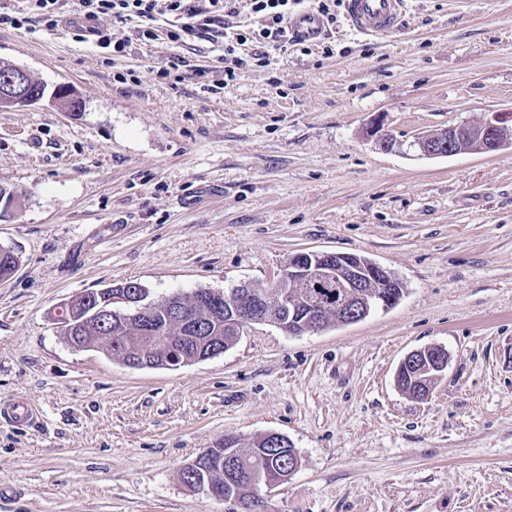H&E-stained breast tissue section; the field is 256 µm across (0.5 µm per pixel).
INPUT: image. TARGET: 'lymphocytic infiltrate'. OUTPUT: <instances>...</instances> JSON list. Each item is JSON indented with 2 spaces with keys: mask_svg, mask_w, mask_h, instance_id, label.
Wrapping results in <instances>:
<instances>
[{
  "mask_svg": "<svg viewBox=\"0 0 512 512\" xmlns=\"http://www.w3.org/2000/svg\"><path fill=\"white\" fill-rule=\"evenodd\" d=\"M253 13L259 14L264 24L251 32L235 23L236 0H76L74 9L81 18L76 38L91 42L102 53L117 60L125 57L129 40L115 39L94 27V20L106 15L121 24H133L135 40L149 43L157 40V23L168 19V40L185 44L201 37L222 40L225 55L231 63L225 66L222 79L213 81V90H221L236 81L243 68L263 67L268 63L267 49L271 46L288 47L286 23L299 6L311 9L334 21L325 0H251Z\"/></svg>",
  "mask_w": 512,
  "mask_h": 512,
  "instance_id": "lymphocytic-infiltrate-1",
  "label": "lymphocytic infiltrate"
}]
</instances>
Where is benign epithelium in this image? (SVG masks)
Returning a JSON list of instances; mask_svg holds the SVG:
<instances>
[{
    "instance_id": "7a95c632",
    "label": "benign epithelium",
    "mask_w": 512,
    "mask_h": 512,
    "mask_svg": "<svg viewBox=\"0 0 512 512\" xmlns=\"http://www.w3.org/2000/svg\"><path fill=\"white\" fill-rule=\"evenodd\" d=\"M31 76L29 71L17 66L0 79V108L16 104ZM77 93L71 88L53 91L50 101L65 112H77ZM368 136L375 138L379 146L391 150L400 141L385 126L384 115H377L366 129ZM410 146L425 158L454 156L462 152L487 153L504 147H512V113L492 112L479 124L450 125L435 131L421 132L413 136ZM370 286L379 289L378 302L386 307L395 301L396 279L380 268L377 263L359 266L351 258L338 254L336 261L330 254L303 252L294 255L279 272L274 282L277 291L256 290L249 285H240L229 294L210 291L199 298V302L210 301L217 305L225 301L231 308L238 330L251 324H273L272 310L283 308L292 299L300 297L306 306V319L299 324L298 333L323 330L320 318L326 302L336 303V314L340 319L351 320L355 316L353 301L359 289ZM128 306L130 320L142 322L153 314L154 304L144 302L137 294L123 297ZM110 313L105 304L93 297H82L81 309L74 302L66 303L54 314V321L66 331H71L87 319H100Z\"/></svg>"
}]
</instances>
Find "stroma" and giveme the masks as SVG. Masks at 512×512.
<instances>
[{"label":"stroma","mask_w":512,"mask_h":512,"mask_svg":"<svg viewBox=\"0 0 512 512\" xmlns=\"http://www.w3.org/2000/svg\"><path fill=\"white\" fill-rule=\"evenodd\" d=\"M130 39L107 65L73 27L0 25V61L68 84L78 116L43 101L0 109V182L21 190L0 220L19 252L0 282V512H242L181 479L224 436L270 432L299 458L259 512H512V148L422 159L398 140L512 110V0H408L372 38L337 17L306 48L270 49L221 93L193 66L205 39ZM186 61L177 85L151 66ZM133 70L139 82L118 80ZM218 183L222 199L178 196ZM300 252L365 256L405 293L354 324L291 335L247 327L224 353L131 368L71 347L53 314L76 295L136 281L152 300L201 288L267 287ZM449 364L430 395L396 385L410 351ZM384 115H377L368 125L366 133L370 137H374L379 146L385 150H392L396 145H400V141L394 134L385 126ZM38 417L36 409L24 399L13 398L0 404V420L12 425L34 423Z\"/></svg>","instance_id":"35a3bbf8"}]
</instances>
